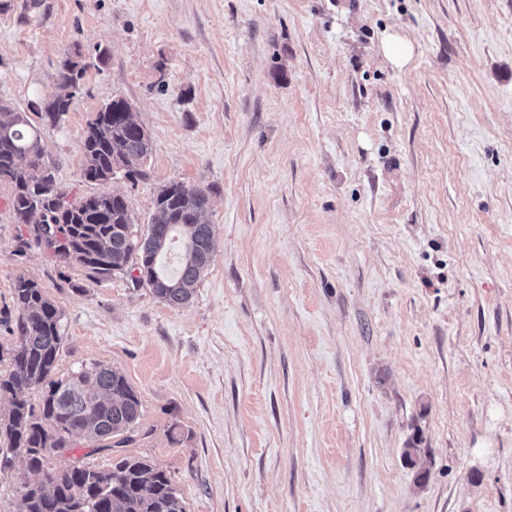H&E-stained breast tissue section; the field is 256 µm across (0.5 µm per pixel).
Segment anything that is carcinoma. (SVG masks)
Here are the masks:
<instances>
[{"label":"carcinoma","instance_id":"obj_1","mask_svg":"<svg viewBox=\"0 0 512 512\" xmlns=\"http://www.w3.org/2000/svg\"><path fill=\"white\" fill-rule=\"evenodd\" d=\"M85 73L81 55L67 56L55 83L69 90L31 102V113L0 102V183L11 186L8 206L14 223L26 228L18 252L37 246L63 265L77 264L99 285L117 274L130 277L172 307L190 302L213 260L212 225L204 220L209 192L171 181L155 200L148 233L136 237L124 196L102 192L67 200L59 186L57 163L44 149L41 127L57 125L69 112ZM129 103L117 98L96 112L82 137L83 178L106 183L124 172L134 183L146 176L142 164L153 151ZM40 119L33 123L31 116ZM180 237L183 250L176 272L164 261L170 241ZM17 311L11 369L0 372V394L9 408L0 414V471L21 456L28 469L42 475L25 486L18 512H186L171 473L146 457L122 455L109 470L87 467L77 458L46 469L54 450L62 457L76 447L75 437L94 450L127 448L150 434L142 422L137 391L118 370L98 363L83 365L65 380L52 379L64 336L63 313L33 279L16 277L12 288ZM422 485L428 470L420 449L404 450Z\"/></svg>","mask_w":512,"mask_h":512}]
</instances>
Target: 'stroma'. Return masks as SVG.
<instances>
[{"label": "stroma", "instance_id": "1", "mask_svg": "<svg viewBox=\"0 0 512 512\" xmlns=\"http://www.w3.org/2000/svg\"><path fill=\"white\" fill-rule=\"evenodd\" d=\"M414 45L405 68L385 34ZM81 88L42 128L69 198L122 193L146 234L170 181L210 191L192 302L17 254L64 314L55 375L118 369L187 512H512V0H0V100ZM126 99L146 179L84 181L82 135ZM418 442L429 473L403 451ZM381 51L384 57L398 68L409 64L414 56L413 44L398 33H390L383 39ZM85 73V65L81 61V55L75 53L67 56L55 75V83L62 89H73V92L65 95H51L31 102L32 113L40 119L42 126H55L69 112L72 98L79 91L81 80Z\"/></svg>", "mask_w": 512, "mask_h": 512}]
</instances>
